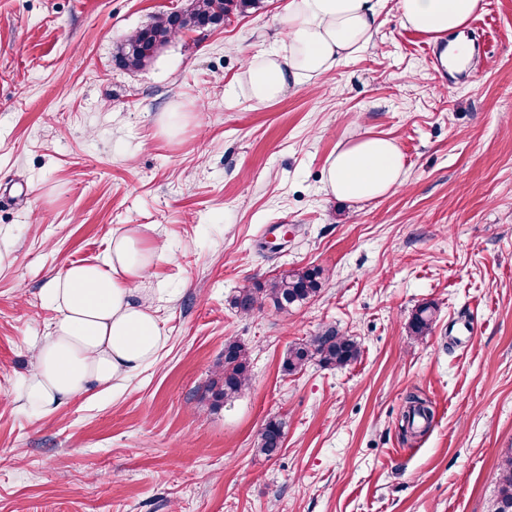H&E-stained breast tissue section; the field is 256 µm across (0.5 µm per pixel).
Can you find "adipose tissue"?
Listing matches in <instances>:
<instances>
[{"label":"adipose tissue","instance_id":"adipose-tissue-1","mask_svg":"<svg viewBox=\"0 0 512 512\" xmlns=\"http://www.w3.org/2000/svg\"><path fill=\"white\" fill-rule=\"evenodd\" d=\"M482 0H398L403 26L437 37L457 32ZM378 30L373 0H291L279 47L252 60L247 92L270 103L288 89L336 69L363 51ZM325 191L369 202L403 182V157L391 139L370 136L341 146L327 161ZM162 255L133 228L114 234L101 261L77 263L44 290L56 312L51 332L35 349V371L18 388L22 407L46 415L89 390L128 380L159 356L155 309L137 285Z\"/></svg>","mask_w":512,"mask_h":512}]
</instances>
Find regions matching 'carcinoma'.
Segmentation results:
<instances>
[{
    "instance_id": "carcinoma-1",
    "label": "carcinoma",
    "mask_w": 512,
    "mask_h": 512,
    "mask_svg": "<svg viewBox=\"0 0 512 512\" xmlns=\"http://www.w3.org/2000/svg\"><path fill=\"white\" fill-rule=\"evenodd\" d=\"M263 0H190L183 11L163 12L155 16L151 23L125 37L116 45L115 61L125 69H141L151 64L161 48L177 35L214 27L230 20L233 15L259 9ZM323 271L319 268H306L276 274L264 281H257L251 288H243L232 299V307L245 317L262 312L270 304L278 310H286L297 304H305L319 295L322 288ZM435 308L431 304L419 306L408 325L409 335L423 339L427 337L434 323ZM224 350L232 358L217 363L210 378L202 401L211 410H219L224 405L241 397L251 385L250 356L240 341L228 338ZM360 344L352 336L340 333L332 326L324 327L314 336L304 339L288 348L282 360V371L294 374L316 362L323 367H346L357 361ZM404 416L418 429L428 430L434 417L431 403L417 394L407 397V410ZM283 423L270 419L259 430L255 451L271 459L283 449ZM512 508V453L499 464L497 491L494 512H506Z\"/></svg>"
}]
</instances>
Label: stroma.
I'll return each instance as SVG.
<instances>
[{"label":"stroma","mask_w":512,"mask_h":512,"mask_svg":"<svg viewBox=\"0 0 512 512\" xmlns=\"http://www.w3.org/2000/svg\"><path fill=\"white\" fill-rule=\"evenodd\" d=\"M185 2L0 0V512H493L512 451V0H483L491 56L454 80L396 0H375L367 49L267 104L244 70L283 38L291 0L185 33L145 69L115 63L117 42ZM165 112L182 115L175 137ZM369 135L400 149L402 186L329 197L328 157ZM128 226L165 246L141 283L158 360L27 415L47 281ZM306 267L325 276L309 303L231 308ZM425 303L419 340L406 327ZM324 326L359 341L358 361L283 374ZM229 337L251 386L210 412L199 396ZM412 392L435 415L407 441ZM272 418L285 441L269 460L254 442ZM434 317L435 308L432 304L426 303L419 306L407 325L409 336L417 339L426 338L432 331Z\"/></svg>","instance_id":"obj_1"}]
</instances>
